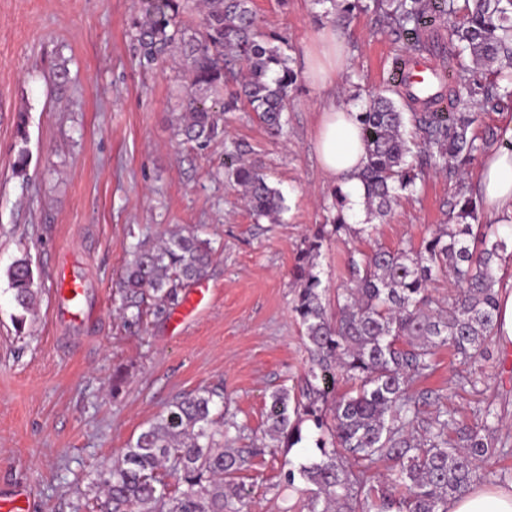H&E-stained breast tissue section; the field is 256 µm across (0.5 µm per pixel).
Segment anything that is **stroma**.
<instances>
[{"mask_svg": "<svg viewBox=\"0 0 512 512\" xmlns=\"http://www.w3.org/2000/svg\"><path fill=\"white\" fill-rule=\"evenodd\" d=\"M140 8V0H0V487L25 485L30 512H104L98 471L173 400L204 388L222 391L225 409L244 425L237 447L256 446L270 394L297 393L308 360L291 311V270L335 188L316 150L321 108L332 99L361 109L392 88L402 46L373 12L355 13L337 28L349 65L324 89L307 78L304 60L322 6L253 0L265 31L287 37L299 74L288 136L272 137L253 113L227 112L223 135L200 151L174 134L175 62L144 70L134 57L130 22ZM60 62L69 74L58 87L50 73ZM234 142L283 193L279 222L254 221L225 175L224 149ZM23 145L30 164L20 176L14 163ZM453 192L446 175L429 174L418 196L400 198L378 219L374 239L328 241L316 267L323 285L347 281L351 249L420 243L447 220ZM183 228L199 229L214 250L208 295L181 325L169 309L128 323L114 282L129 252ZM65 250L82 256L96 307L80 331L52 314ZM24 255L38 297L20 329L6 271ZM488 352L496 373L486 396L512 425V349ZM458 372L439 349L434 374L418 387L466 416L476 397L455 390ZM303 434L286 456H258L242 473L250 512H278L288 496L283 461L318 456L312 430Z\"/></svg>", "mask_w": 512, "mask_h": 512, "instance_id": "1", "label": "stroma"}]
</instances>
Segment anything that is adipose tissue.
<instances>
[{
	"mask_svg": "<svg viewBox=\"0 0 512 512\" xmlns=\"http://www.w3.org/2000/svg\"><path fill=\"white\" fill-rule=\"evenodd\" d=\"M318 152L323 171L347 195L353 213L364 209V188L358 177L364 148L357 110L329 105L324 111ZM481 188L485 206L498 224H512V150L491 155L482 170ZM448 512H512V486L475 487L448 503Z\"/></svg>",
	"mask_w": 512,
	"mask_h": 512,
	"instance_id": "obj_1",
	"label": "adipose tissue"
}]
</instances>
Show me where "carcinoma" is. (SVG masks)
<instances>
[{
	"mask_svg": "<svg viewBox=\"0 0 512 512\" xmlns=\"http://www.w3.org/2000/svg\"><path fill=\"white\" fill-rule=\"evenodd\" d=\"M326 3L321 17H349L366 0ZM252 0H143L132 20L137 59L150 68L178 53L183 86L175 133L206 149L219 134L217 113L244 106L274 137L288 135L284 119L298 74L288 43L258 26ZM382 22L405 39L404 56L427 50L424 33L439 21L450 29L448 83L431 98L396 91L404 105L374 96L358 113L364 145L360 178L367 213L384 217L402 196L414 195L429 173H445L458 190L448 224L419 245L390 249L379 243L351 259L349 279L332 292L314 273L331 238L372 236L373 224L349 223L339 192L326 223L304 239L292 270L297 281L292 313L309 355L301 396L273 392L263 442L235 448L241 427L215 417L214 394L202 390L174 400L131 441L120 459L99 473L109 512H245V489L236 475L255 457L303 440V424L315 430L320 455L282 471L284 486L299 494L282 512H448V500L474 485L512 482V468L484 469L495 454L512 457V435L489 400L472 409L474 422L440 405L427 412L428 392L412 385L435 370L436 350L448 347L463 367L461 389L479 391L491 374L472 364L500 339L498 313L502 261L512 258V226L478 223V206L466 186V166L495 151L494 137L475 130L471 104H512V0H372ZM234 84L228 88V84ZM448 99V111L433 105ZM420 105L422 112H403ZM224 172L240 189L255 222H276L284 198L266 175L224 153ZM210 242L196 233H172L161 244L142 242L119 278L127 320L142 317L140 297L176 304L183 288L210 265ZM19 324L34 310V272L25 257L7 270ZM448 277L457 287L442 305L431 284ZM385 467L384 480L372 472ZM177 475L181 489L166 491L162 477Z\"/></svg>",
	"mask_w": 512,
	"mask_h": 512,
	"instance_id": "obj_1",
	"label": "carcinoma"
}]
</instances>
